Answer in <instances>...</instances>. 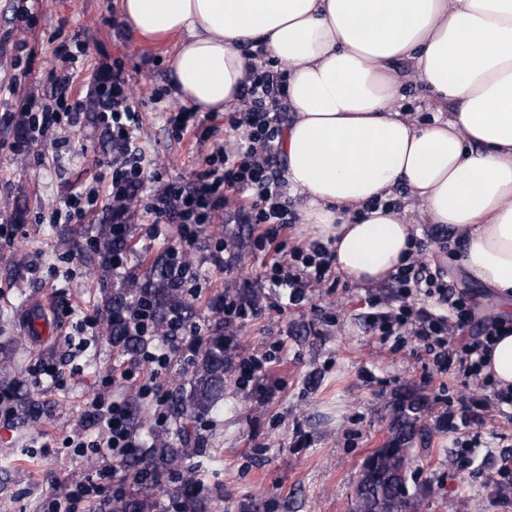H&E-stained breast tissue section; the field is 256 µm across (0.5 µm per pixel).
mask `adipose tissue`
Segmentation results:
<instances>
[{
    "label": "adipose tissue",
    "mask_w": 512,
    "mask_h": 512,
    "mask_svg": "<svg viewBox=\"0 0 512 512\" xmlns=\"http://www.w3.org/2000/svg\"><path fill=\"white\" fill-rule=\"evenodd\" d=\"M120 18L144 38L180 34L173 86L196 112L236 103L244 43L286 65L285 177L351 281H384L405 258L412 223L365 207L402 184L512 318V0H120ZM404 61L447 117L395 110Z\"/></svg>",
    "instance_id": "1"
}]
</instances>
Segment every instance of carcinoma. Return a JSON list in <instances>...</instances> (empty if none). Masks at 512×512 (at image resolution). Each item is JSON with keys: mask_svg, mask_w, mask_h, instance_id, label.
I'll return each instance as SVG.
<instances>
[{"mask_svg": "<svg viewBox=\"0 0 512 512\" xmlns=\"http://www.w3.org/2000/svg\"><path fill=\"white\" fill-rule=\"evenodd\" d=\"M132 225L112 223L107 215L79 235L88 239L91 258L100 272L104 319L102 335L121 354L136 356L156 339L167 336L172 322L191 324L198 307L163 251L148 267L124 280L112 281V258L128 255ZM143 303L151 311L152 335L129 332L121 312ZM210 325L190 338L191 370L185 381L168 395L166 407L171 425L151 431V445L120 465V487L110 493L108 512H209L210 499L203 495L196 466L189 462L190 449L200 447L196 423L224 409V396L232 380L236 345L224 335V295L207 302ZM21 380L5 381L16 395L15 415L22 424L36 421L42 413L39 402L21 392ZM424 406L405 396L394 404L391 439L363 462L355 488L354 512H418L421 501L409 493L407 469L409 445ZM131 428L147 425V415L138 398L127 403Z\"/></svg>", "mask_w": 512, "mask_h": 512, "instance_id": "cac0c4a2", "label": "carcinoma"}]
</instances>
